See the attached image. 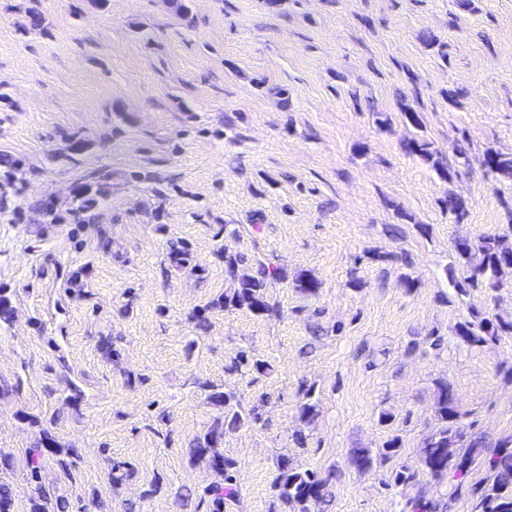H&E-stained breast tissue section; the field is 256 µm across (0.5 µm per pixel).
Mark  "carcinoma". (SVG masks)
Masks as SVG:
<instances>
[{
    "label": "carcinoma",
    "mask_w": 512,
    "mask_h": 512,
    "mask_svg": "<svg viewBox=\"0 0 512 512\" xmlns=\"http://www.w3.org/2000/svg\"><path fill=\"white\" fill-rule=\"evenodd\" d=\"M402 149L408 155L434 162L432 143L424 138L406 139L402 142ZM485 165L500 177L512 178V153L489 149L485 154ZM444 205L457 223L468 215L465 200L452 193L448 194ZM508 228L506 233L487 234L474 241L462 238L455 242L454 261L449 272L452 275L457 271L462 274L461 281L456 283L460 293H466L469 288L496 291L505 287V277L512 273V218ZM224 271L234 283V288L224 293V309L246 308L257 315H277L278 305L270 302L267 289L272 281L288 278L284 268L272 269L262 261L251 265L242 255L226 252ZM295 287L308 295H315L320 282L308 273H301L295 278ZM455 334L469 347H485L499 342L504 336H512V319L496 315L477 322H460ZM226 369L231 374L242 375L253 371L263 373L267 366L242 352ZM436 387L435 410L441 426L423 442L420 472L438 481L452 478L454 484L449 499L467 494L472 512H512V436L501 439L493 448L485 447L481 438L469 434L462 426L463 412L453 386L439 381ZM210 398L223 404L224 415L215 419L203 438L197 440L194 454L208 460L211 468L224 478L223 483L206 490L212 498L214 512H224L226 502L235 497L231 475L235 462L224 456L220 445L227 433L248 427L259 417L252 410H242L233 392H215ZM400 448V439L394 436L377 455L368 448L353 449L350 463L359 470H366L377 461L397 456ZM43 453L42 448L30 449L31 475L35 482L32 512H66V502L62 499L56 501L54 510H48V499L39 484L38 460ZM476 464L487 467L489 479L483 484L468 486L465 478ZM327 482L328 479L319 477L314 471L295 467L290 457L282 455L277 463L273 486L282 502L297 512H309V503L324 499Z\"/></svg>",
    "instance_id": "obj_1"
}]
</instances>
